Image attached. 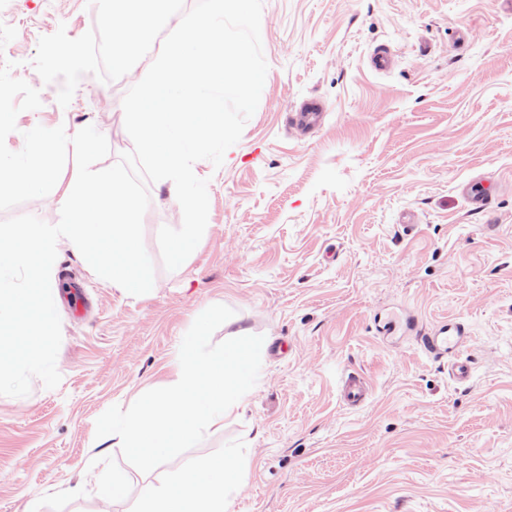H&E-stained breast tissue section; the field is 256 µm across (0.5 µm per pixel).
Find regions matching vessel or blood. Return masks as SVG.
Here are the masks:
<instances>
[{
    "mask_svg": "<svg viewBox=\"0 0 512 512\" xmlns=\"http://www.w3.org/2000/svg\"><path fill=\"white\" fill-rule=\"evenodd\" d=\"M324 112L321 101L312 97L306 99L298 112L293 113L294 124L302 131L309 132L319 126ZM461 196L480 213L491 211L494 186L488 181H471L460 185ZM468 328L465 323L451 320L439 323L431 332L417 338L419 348L431 359L447 362L449 374L455 382L463 383L470 379L473 371L470 360L463 356ZM370 396L366 381L355 372H344L340 381V399L350 407L362 406Z\"/></svg>",
    "mask_w": 512,
    "mask_h": 512,
    "instance_id": "1",
    "label": "vessel or blood"
}]
</instances>
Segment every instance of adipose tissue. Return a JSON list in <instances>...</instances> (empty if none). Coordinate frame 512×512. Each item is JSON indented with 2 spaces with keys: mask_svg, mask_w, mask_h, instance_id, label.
<instances>
[{
  "mask_svg": "<svg viewBox=\"0 0 512 512\" xmlns=\"http://www.w3.org/2000/svg\"><path fill=\"white\" fill-rule=\"evenodd\" d=\"M248 462L230 449L171 483L146 486L133 512H229Z\"/></svg>",
  "mask_w": 512,
  "mask_h": 512,
  "instance_id": "adipose-tissue-1",
  "label": "adipose tissue"
}]
</instances>
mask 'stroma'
Returning <instances> with one entry per match:
<instances>
[{
  "mask_svg": "<svg viewBox=\"0 0 512 512\" xmlns=\"http://www.w3.org/2000/svg\"><path fill=\"white\" fill-rule=\"evenodd\" d=\"M87 0H0V64L40 93L6 138L36 126L102 133L110 166L133 142L122 101L155 60L120 79L81 77L68 106L61 81L33 66L40 37L95 27ZM268 72L259 105L221 167L195 164L209 187L205 233L175 271L158 232L182 224L171 184L150 183L143 239L149 293L129 296L95 275L66 240L51 288L77 279L89 304H58L60 384L33 379L0 396V512H132L147 485L241 447L248 471L229 512H512V6L507 0H263ZM397 53L374 71L376 46ZM316 96L322 128L300 140L289 112ZM494 179L491 216L459 184ZM223 304L264 338L245 404L203 441L149 473L130 465L97 418L167 386L182 339ZM412 320L387 336L382 319ZM470 336L473 375L454 382L417 334L448 319ZM370 397L340 401L344 371ZM96 466H87L90 455ZM125 491L103 498L112 473Z\"/></svg>",
  "mask_w": 512,
  "mask_h": 512,
  "instance_id": "1",
  "label": "stroma"
}]
</instances>
